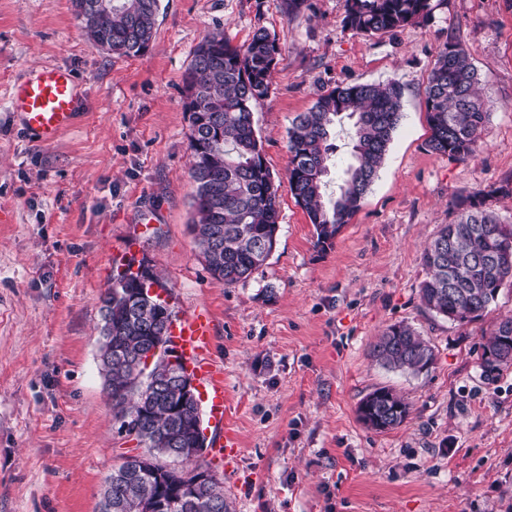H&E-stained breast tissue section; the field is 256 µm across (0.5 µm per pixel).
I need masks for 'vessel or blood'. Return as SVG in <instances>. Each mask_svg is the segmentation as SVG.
<instances>
[{
  "instance_id": "obj_1",
  "label": "vessel or blood",
  "mask_w": 512,
  "mask_h": 512,
  "mask_svg": "<svg viewBox=\"0 0 512 512\" xmlns=\"http://www.w3.org/2000/svg\"><path fill=\"white\" fill-rule=\"evenodd\" d=\"M11 107L39 144L49 145L73 125L79 109L78 83L69 69L46 67L17 82ZM187 366L206 392L211 419H224V371L211 357L215 324L210 312L198 307L177 318L171 328ZM238 442L232 431L214 442L209 456L215 465L231 462Z\"/></svg>"
}]
</instances>
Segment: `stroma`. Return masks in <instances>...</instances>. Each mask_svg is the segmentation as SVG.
<instances>
[{
    "mask_svg": "<svg viewBox=\"0 0 512 512\" xmlns=\"http://www.w3.org/2000/svg\"><path fill=\"white\" fill-rule=\"evenodd\" d=\"M345 0H160L149 50L107 54L72 0H0V512H99L104 480L142 453L119 433L98 363L99 296L127 260L162 276L182 315L203 305L224 368L233 466L218 470L232 512H512V368L480 367L483 335L512 316L504 286L483 320L424 309L420 253L449 205L512 175V0H433L431 16L366 37L344 29ZM259 28L282 48L254 107L276 177L275 250L227 286L206 272L189 228L193 185L183 75L197 45ZM461 42L489 107L472 160L429 151L425 90L440 49ZM70 68L75 125L36 143L10 108L15 82ZM398 81L404 117L358 212L326 251L287 181L292 119L339 85ZM433 347L429 372L378 364L389 325ZM389 387L410 404L385 432L359 418Z\"/></svg>",
    "mask_w": 512,
    "mask_h": 512,
    "instance_id": "obj_1",
    "label": "stroma"
}]
</instances>
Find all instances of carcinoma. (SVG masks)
Segmentation results:
<instances>
[{
	"mask_svg": "<svg viewBox=\"0 0 512 512\" xmlns=\"http://www.w3.org/2000/svg\"><path fill=\"white\" fill-rule=\"evenodd\" d=\"M433 0H345L343 26L373 37L427 19ZM159 0H113L112 12L92 8L75 13L89 43L109 53L140 56L156 27ZM282 49L266 30H256L240 46L216 31L197 46L184 74V102L189 122L192 227L195 244L211 278L234 285L249 278L269 258L278 227V188L259 157L253 104L268 96ZM477 77L466 50L450 42L438 54L426 87V114L431 131L427 146L437 155L465 162L476 152L481 129L489 118L476 91ZM404 88L388 83L337 86L320 95L297 115L288 129L289 189L315 228V247L332 246L336 235L359 210L384 162L403 118ZM351 121L350 158L336 190H328L336 145L330 142L336 124ZM500 196H512V177L459 195L451 205L452 222L443 224L422 251L426 278L419 297L430 313L460 325L483 319L501 288L512 284V221L490 207ZM160 280L153 272L126 268L99 297L101 325L98 352L118 430L135 435L172 489L185 487L161 512H230L223 483L215 480L188 488L183 468L160 464L176 457L177 449L196 440L198 408L181 403L178 386L155 358L147 376L134 374V357L169 335L174 313L167 301L151 304V319L140 312L147 299L134 292L145 280ZM512 318L485 333L480 367L493 377L512 367ZM372 354L385 368L420 374L434 364L432 347L412 326L392 324L374 344ZM375 415L388 428L400 426L409 403L393 389L380 387ZM111 508L127 512L129 500H150L158 481L128 456L112 468Z\"/></svg>",
	"mask_w": 512,
	"mask_h": 512,
	"instance_id": "1",
	"label": "carcinoma"
}]
</instances>
